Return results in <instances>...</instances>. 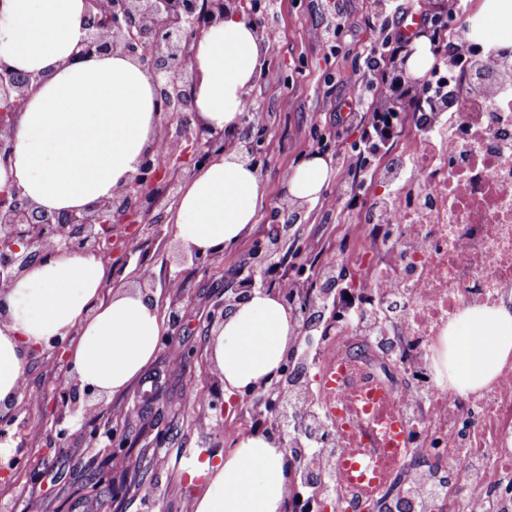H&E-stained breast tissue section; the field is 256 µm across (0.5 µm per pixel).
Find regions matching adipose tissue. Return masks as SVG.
<instances>
[{"instance_id": "adipose-tissue-1", "label": "adipose tissue", "mask_w": 512, "mask_h": 512, "mask_svg": "<svg viewBox=\"0 0 512 512\" xmlns=\"http://www.w3.org/2000/svg\"><path fill=\"white\" fill-rule=\"evenodd\" d=\"M86 0H0V58L16 71L42 74L11 135L9 169L0 186L21 189L49 213L108 200L136 174L142 153L158 138L154 87L142 66L121 53L75 59L84 35ZM195 113L205 126L236 132L245 118L247 88L265 64L255 27L225 13L194 41ZM331 168L318 155L291 170L290 202L318 200ZM265 189L236 149L217 156L185 182L165 221L185 252L215 256L238 243L256 222ZM103 256L52 255L20 275L0 300V411L20 405L36 347L67 341L69 376L102 397L136 382L165 332L155 296L108 287ZM476 336L457 339L454 384L485 386L512 357V309L467 312ZM298 324L276 298L257 292L230 307L209 340L211 363L231 392L278 374ZM203 492L191 512H284L289 497L286 451L265 435L238 438L219 463L203 462Z\"/></svg>"}]
</instances>
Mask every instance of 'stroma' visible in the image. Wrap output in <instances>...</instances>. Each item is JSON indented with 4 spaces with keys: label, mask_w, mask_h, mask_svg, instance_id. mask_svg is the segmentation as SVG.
I'll list each match as a JSON object with an SVG mask.
<instances>
[{
    "label": "stroma",
    "mask_w": 512,
    "mask_h": 512,
    "mask_svg": "<svg viewBox=\"0 0 512 512\" xmlns=\"http://www.w3.org/2000/svg\"><path fill=\"white\" fill-rule=\"evenodd\" d=\"M335 17L341 20L335 48L313 41L311 31ZM271 22L278 37L268 43L266 64L247 91L255 107L250 122L264 157L259 173L265 197L255 224L206 273L180 262L181 249L168 225L161 235L143 234L113 245L108 254L113 282L130 281L135 268H151L162 313L178 310L179 323L165 330L174 344L160 346L143 377L125 393L90 411L77 406L76 417L62 420L54 396L69 382L64 361L50 352L37 353L22 391L29 450L15 473L0 481V512H190L205 479L189 472L198 462H219L232 447L224 419L237 410L229 394L220 417L195 401L218 377L206 356L208 312L223 298L226 285L247 270L253 245L267 239L289 209L283 171L312 154L321 155L333 172L319 200L302 207L294 228L301 245L287 247L285 269H317L322 251L338 250L350 274L344 288L365 286L364 267L373 254L355 230L374 187L367 178L345 184L336 156L359 151L371 166H397L418 137L410 112L404 111L394 122V138L371 149L358 113L348 108L354 100L351 81H376L392 71L388 62L380 70H367L365 59L380 26L393 28L397 21L375 15L371 0H277ZM175 347L193 351V358L176 361ZM123 421L127 452L116 458L103 437ZM102 474L112 478V493L95 500L92 490ZM148 488L153 495L147 506L142 496Z\"/></svg>",
    "instance_id": "35a3bbf8"
}]
</instances>
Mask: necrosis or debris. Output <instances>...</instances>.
<instances>
[{"mask_svg": "<svg viewBox=\"0 0 512 512\" xmlns=\"http://www.w3.org/2000/svg\"><path fill=\"white\" fill-rule=\"evenodd\" d=\"M432 82L455 89L444 112L413 115L421 135L412 150L422 169L381 168L374 207L365 212L363 240L376 250L366 288L336 307V321L317 360L334 387H294L304 427L292 447L307 448L308 430L334 433L318 467L335 468L349 455L377 473L358 494L336 486L338 512H357L365 500L393 503L396 482L443 483L444 512H512V358L484 388L441 385L447 339L459 333L467 310L512 304V159L489 165L465 155L460 117L482 129V151L498 154L512 142V122L499 123L484 102L512 90V54L474 51L437 63ZM420 202L421 221L389 222L396 198ZM388 290L375 288L379 268Z\"/></svg>", "mask_w": 512, "mask_h": 512, "instance_id": "4bbe7bcc", "label": "necrosis or debris"}]
</instances>
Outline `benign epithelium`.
<instances>
[{
    "instance_id": "7a95c632",
    "label": "benign epithelium",
    "mask_w": 512,
    "mask_h": 512,
    "mask_svg": "<svg viewBox=\"0 0 512 512\" xmlns=\"http://www.w3.org/2000/svg\"><path fill=\"white\" fill-rule=\"evenodd\" d=\"M86 34L77 46L79 58L120 52L138 61L146 71L157 94L159 137L169 148L172 165L166 167L155 147L147 148L137 174L130 186L116 191L112 199L85 210H71L49 215L38 209L21 190L6 185L0 188V291L33 262L48 252L80 255H101L112 242V233L124 230L135 236L141 232L161 234L160 221L151 214L162 202L177 197L183 183L193 178L199 165H207L224 151V134L214 132L194 122V70L191 41L226 12H234L256 23L257 3L247 0H89ZM43 80L40 74H22L0 58V166L9 167L13 155L11 127L28 92ZM246 132L234 140L243 160L252 162L260 153ZM282 238L275 244L266 240L255 246L248 269L249 278L237 279L224 300L210 311L211 327L224 323L228 307L248 299L254 292L253 281H268L274 271L270 263L273 250L280 249L291 239L292 227L275 226ZM303 285L297 284L290 310L301 323V332L309 324V301L300 299ZM95 392L80 389L71 381L69 387L55 398L58 420L79 400L89 403ZM236 397L267 398L274 405L288 403V388L277 383L251 385ZM21 407L0 418V439L12 437L25 443L28 422H17ZM112 453L123 455L126 447L125 430L112 429L106 434ZM319 480L307 478L302 485H290L291 512H330L332 502L322 498L310 502L306 490L315 488Z\"/></svg>"
}]
</instances>
